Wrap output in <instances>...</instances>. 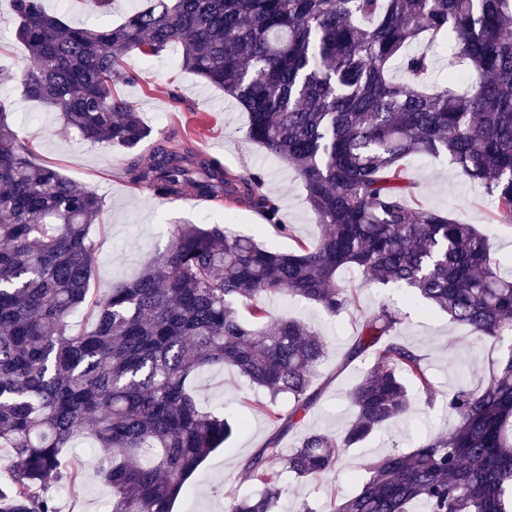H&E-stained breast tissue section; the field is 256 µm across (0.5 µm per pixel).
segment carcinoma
I'll return each instance as SVG.
<instances>
[{"mask_svg":"<svg viewBox=\"0 0 512 512\" xmlns=\"http://www.w3.org/2000/svg\"><path fill=\"white\" fill-rule=\"evenodd\" d=\"M11 3L28 57L0 53V85L16 80L83 139L132 151L150 130L116 91L136 80L125 58L182 42L184 70L247 112L249 139L302 179L323 232L281 252L219 224H176L135 280L97 298L90 229L104 201L38 162L0 104V447L15 458L0 512H58L55 485L81 484L66 449L84 429L107 449L91 465L112 489L108 512H171L233 433L188 388L208 368L265 390L277 427L244 464L258 493L227 512H279L288 478L332 474L341 449L409 417L405 379L434 405L424 359L400 340L404 315L383 302L343 357H371L347 425L280 448L321 394L325 343L299 321L269 319L265 301L300 297L342 314L356 304L338 280L345 269L409 291L498 355L481 385L448 395V432L371 462L329 512H512V274L486 234L424 207L407 177L413 156L446 155L512 223V0H147L95 28L68 25L42 0ZM440 40L452 43L448 76L432 83L420 46ZM126 174L156 198L246 200L291 235L261 176L186 143L156 142L151 162L133 156ZM80 310L93 328L74 334Z\"/></svg>","mask_w":512,"mask_h":512,"instance_id":"1","label":"carcinoma"}]
</instances>
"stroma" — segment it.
Returning a JSON list of instances; mask_svg holds the SVG:
<instances>
[{
	"label": "stroma",
	"mask_w": 512,
	"mask_h": 512,
	"mask_svg": "<svg viewBox=\"0 0 512 512\" xmlns=\"http://www.w3.org/2000/svg\"><path fill=\"white\" fill-rule=\"evenodd\" d=\"M146 2L114 0L110 12L99 19L89 14L83 0H43V6L48 12L61 14L67 24L91 25L98 20L117 23L143 8ZM182 51V45L176 43L158 57L145 60L132 55L127 59L138 79L118 86L117 91L136 106L152 131L151 140L136 147V155L141 161H148L155 138L174 144L185 142L217 158L235 174L261 175L264 193L278 200L293 235L274 237L272 230L263 226L257 211L246 205H192L147 196L135 189L124 174L126 151L82 140L53 108L26 99L15 85L0 86V102L10 109L20 139L32 146L37 159L55 166L69 179L94 189L105 199L101 221L90 231L96 247L91 280L95 295H107L114 282L134 280L147 260L164 248L168 230L175 224H222L260 243L275 238L278 248L284 251L293 247L295 239L312 240L321 233L299 176L249 140L247 114L232 99L182 69ZM408 177L427 207L452 213L487 233L493 253L505 261L504 271L512 270V223L494 219L493 205L483 189L470 183L445 158L411 159ZM339 278L355 287L356 311L331 317L317 305L298 297H274L266 302L271 318L297 319L326 342L318 378L328 381L329 386L301 426L285 435L282 446L286 449L297 446L307 432L334 434L349 421L347 393L367 364L362 361L343 370L339 363L352 343L361 314L371 311L380 301H389L404 314L400 337L423 356L440 393L463 384H477L487 370L490 348L472 346L467 330L449 321L446 314L423 309L409 301L403 291L365 280L357 273L345 270ZM189 386L202 407L224 411L240 426L228 450L211 453L189 479L173 512H225L229 500L253 492L243 463L274 432L259 407L265 394L220 368L200 371L191 378ZM413 401V416L396 422L390 434L375 435L347 449L340 458L337 474L289 479L280 500L282 512H295L304 502L316 512H324L331 500L353 491L354 479L362 474L368 461L395 448L410 451L422 433L447 431V410L428 407L418 395ZM67 455L74 461L85 462L87 469L79 494H72L67 484L57 485L59 512H101L112 497L110 487L89 468L90 456L83 448L69 449Z\"/></svg>",
	"instance_id": "obj_1"
}]
</instances>
